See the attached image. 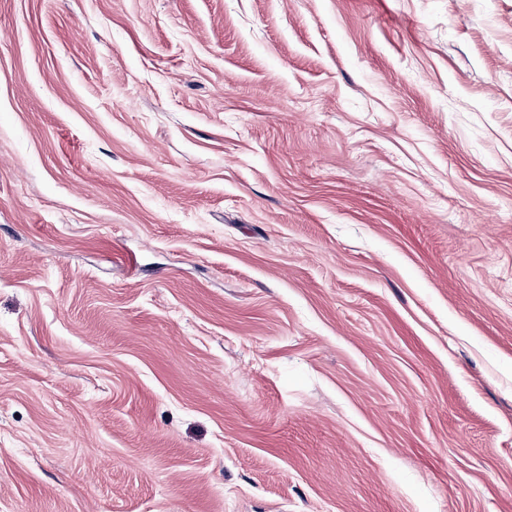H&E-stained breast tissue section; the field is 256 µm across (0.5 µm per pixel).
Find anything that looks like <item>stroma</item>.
Segmentation results:
<instances>
[{"label":"stroma","mask_w":512,"mask_h":512,"mask_svg":"<svg viewBox=\"0 0 512 512\" xmlns=\"http://www.w3.org/2000/svg\"><path fill=\"white\" fill-rule=\"evenodd\" d=\"M0 512H512V0H0Z\"/></svg>","instance_id":"obj_1"}]
</instances>
